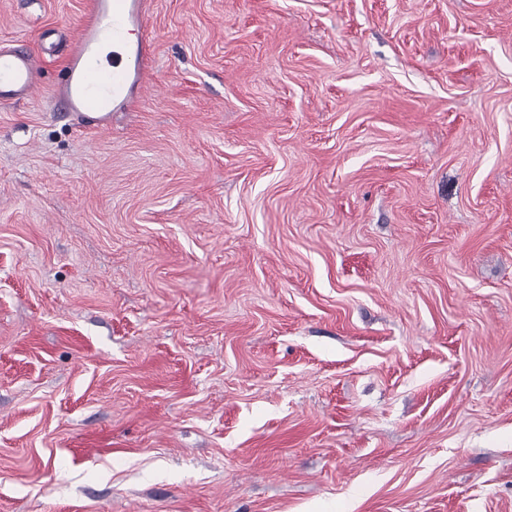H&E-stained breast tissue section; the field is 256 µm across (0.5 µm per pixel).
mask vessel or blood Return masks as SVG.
I'll return each mask as SVG.
<instances>
[{
  "label": "vessel or blood",
  "mask_w": 512,
  "mask_h": 512,
  "mask_svg": "<svg viewBox=\"0 0 512 512\" xmlns=\"http://www.w3.org/2000/svg\"><path fill=\"white\" fill-rule=\"evenodd\" d=\"M146 0H87L77 34L63 53L65 77L52 90L64 111L86 126L126 110L146 91L152 37L144 27ZM111 57H103L104 46ZM43 56L31 47H0V105L32 99L41 88Z\"/></svg>",
  "instance_id": "1"
}]
</instances>
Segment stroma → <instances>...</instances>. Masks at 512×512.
Returning a JSON list of instances; mask_svg holds the SVG:
<instances>
[{"instance_id":"35a3bbf8","label":"stroma","mask_w":512,"mask_h":512,"mask_svg":"<svg viewBox=\"0 0 512 512\" xmlns=\"http://www.w3.org/2000/svg\"><path fill=\"white\" fill-rule=\"evenodd\" d=\"M147 27L108 126L0 106V512H512V0Z\"/></svg>"}]
</instances>
